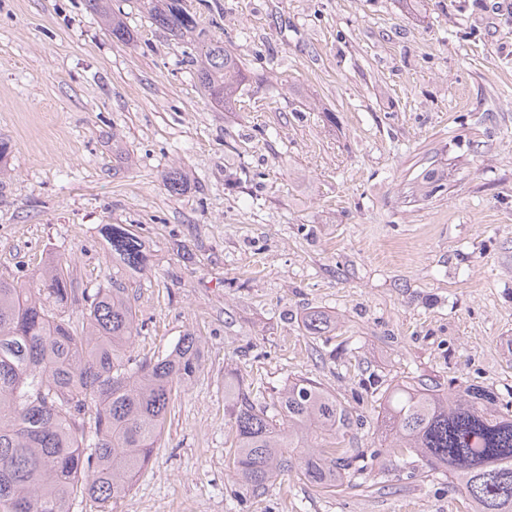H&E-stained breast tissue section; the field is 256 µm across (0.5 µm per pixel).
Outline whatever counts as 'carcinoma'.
Segmentation results:
<instances>
[{"label": "carcinoma", "mask_w": 512, "mask_h": 512, "mask_svg": "<svg viewBox=\"0 0 512 512\" xmlns=\"http://www.w3.org/2000/svg\"><path fill=\"white\" fill-rule=\"evenodd\" d=\"M159 28L195 45L197 77L229 107L249 81L242 62L210 39L185 0H148ZM112 262L141 270L148 257L125 224H107ZM139 318L117 283L74 288L73 261L55 255L25 281L0 277V512H74L86 500L107 512L160 446L178 395L203 369V340L188 331L156 360L130 363ZM313 335L328 326L311 312ZM233 439L228 467L263 493L291 474L317 492L355 487L360 455L346 447L351 409L298 376L264 401L238 375L224 378ZM377 420L390 451L418 459L416 476H448L468 512H512V412L476 385L444 390L397 381L380 393Z\"/></svg>", "instance_id": "obj_1"}]
</instances>
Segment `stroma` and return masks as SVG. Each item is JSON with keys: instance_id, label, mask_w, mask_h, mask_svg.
Returning a JSON list of instances; mask_svg holds the SVG:
<instances>
[{"instance_id": "35a3bbf8", "label": "stroma", "mask_w": 512, "mask_h": 512, "mask_svg": "<svg viewBox=\"0 0 512 512\" xmlns=\"http://www.w3.org/2000/svg\"><path fill=\"white\" fill-rule=\"evenodd\" d=\"M186 4L250 71L229 109L147 0H106L127 44L87 0H0V276L70 254L80 287H128L133 358L205 338L109 512H467L446 475L413 483L387 451L372 387L457 379L512 405V0ZM107 224L132 226L146 270L113 266ZM312 311L332 322L318 336ZM230 373L266 395L297 376L335 391L356 488L240 485Z\"/></svg>"}]
</instances>
